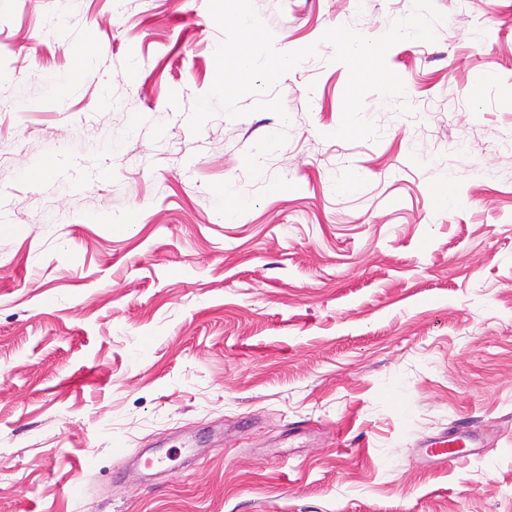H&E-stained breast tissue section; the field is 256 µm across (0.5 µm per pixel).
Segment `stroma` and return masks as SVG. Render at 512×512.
I'll use <instances>...</instances> for the list:
<instances>
[{"mask_svg": "<svg viewBox=\"0 0 512 512\" xmlns=\"http://www.w3.org/2000/svg\"><path fill=\"white\" fill-rule=\"evenodd\" d=\"M413 2L253 0L319 55L195 134L208 0H0V512H512V0H434L333 136L322 35ZM490 432L487 429L468 430L464 433L443 431L420 439L415 454L424 463L441 464L448 458L467 461L479 445H486Z\"/></svg>", "mask_w": 512, "mask_h": 512, "instance_id": "stroma-1", "label": "stroma"}]
</instances>
